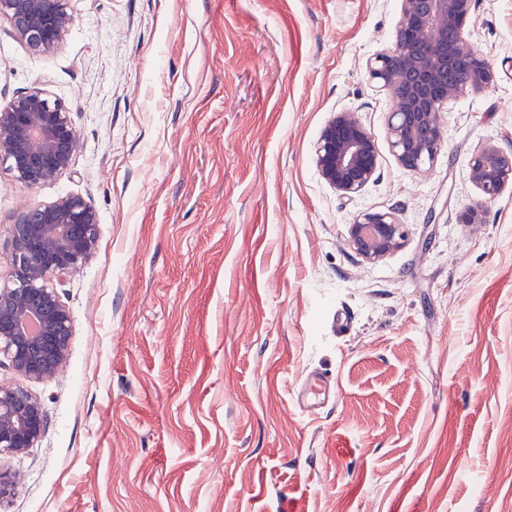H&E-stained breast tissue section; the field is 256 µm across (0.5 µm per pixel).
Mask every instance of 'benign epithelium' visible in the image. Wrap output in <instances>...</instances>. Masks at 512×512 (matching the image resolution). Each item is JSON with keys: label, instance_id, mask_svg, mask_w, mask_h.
<instances>
[{"label": "benign epithelium", "instance_id": "obj_1", "mask_svg": "<svg viewBox=\"0 0 512 512\" xmlns=\"http://www.w3.org/2000/svg\"><path fill=\"white\" fill-rule=\"evenodd\" d=\"M474 0H401L394 44L367 63L368 75L392 94L391 150L407 170L431 166L444 144L441 115L463 93L495 84L496 73L478 51L461 48ZM31 51L54 52L71 28L69 0H0V20ZM80 150L69 107L39 89L0 104V166L33 187L68 171ZM322 179L352 199L378 168L375 140L354 111L336 113L316 147ZM469 178L486 202L512 188V152L487 144L468 161ZM462 224L484 222V205L465 207ZM99 216L78 196L23 211L11 230L12 281L0 288V355L31 380L56 374L68 357L72 321L53 279L75 274L98 245ZM352 248L376 262L404 240L392 211L363 214L347 227ZM45 430L41 403L22 388L0 387V453L22 454ZM17 477L0 470V503L18 490Z\"/></svg>", "mask_w": 512, "mask_h": 512}]
</instances>
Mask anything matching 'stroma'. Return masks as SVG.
<instances>
[{
  "instance_id": "stroma-1",
  "label": "stroma",
  "mask_w": 512,
  "mask_h": 512,
  "mask_svg": "<svg viewBox=\"0 0 512 512\" xmlns=\"http://www.w3.org/2000/svg\"><path fill=\"white\" fill-rule=\"evenodd\" d=\"M50 55L0 21V103L71 109L81 149L35 187L0 167V287L17 213L66 195L99 245L58 286L62 371L23 386L47 419L0 454V512H512V191L479 201L467 162L512 150V0H475L466 45L497 73L442 114L433 167L399 166L390 94L366 61L400 0H71ZM357 111L379 153L341 198L315 148ZM397 210L407 235L365 261L347 226ZM335 394L314 413L296 390Z\"/></svg>"
}]
</instances>
